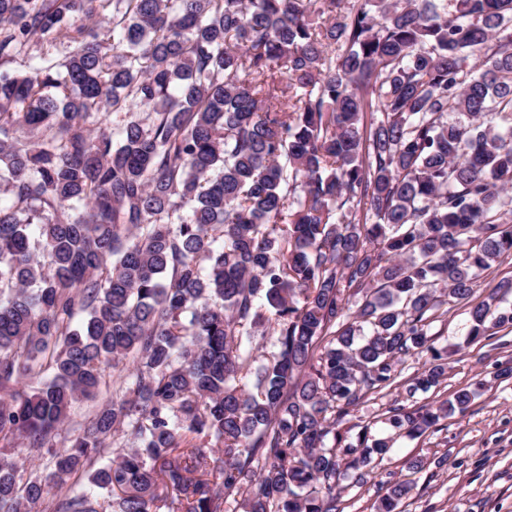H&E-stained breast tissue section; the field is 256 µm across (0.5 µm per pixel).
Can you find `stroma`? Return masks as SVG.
Listing matches in <instances>:
<instances>
[{"label": "stroma", "instance_id": "obj_1", "mask_svg": "<svg viewBox=\"0 0 512 512\" xmlns=\"http://www.w3.org/2000/svg\"><path fill=\"white\" fill-rule=\"evenodd\" d=\"M469 307L448 302L431 332L437 348L448 351V374L433 390L416 394L417 403L443 400L462 388L480 394L465 414L442 421L418 437L397 438L388 457L365 470L362 481L345 480L340 512H375L395 482L416 485L400 512H512V376H500L512 364V327L469 340ZM402 385L384 389L358 405L354 423L386 431L392 404H407ZM420 458L424 470L409 475L404 463Z\"/></svg>", "mask_w": 512, "mask_h": 512}]
</instances>
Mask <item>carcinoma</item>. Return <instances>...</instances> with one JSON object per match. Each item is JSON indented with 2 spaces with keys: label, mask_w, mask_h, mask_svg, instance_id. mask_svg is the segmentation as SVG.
Here are the masks:
<instances>
[{
  "label": "carcinoma",
  "mask_w": 512,
  "mask_h": 512,
  "mask_svg": "<svg viewBox=\"0 0 512 512\" xmlns=\"http://www.w3.org/2000/svg\"><path fill=\"white\" fill-rule=\"evenodd\" d=\"M510 189L512 0H0V448L49 455L0 456V512H338L393 445L346 442L355 407L408 356L409 397L440 385L431 325L512 257ZM119 375L122 377V379H125L128 375V371L124 369L122 373H119L112 372L111 370L106 376V386L103 385L101 392L95 398L80 399L73 405L69 424L66 426L67 429L83 425L90 420L96 408L103 401L112 396V382L114 381L115 386V382L120 381Z\"/></svg>",
  "instance_id": "carcinoma-1"
}]
</instances>
